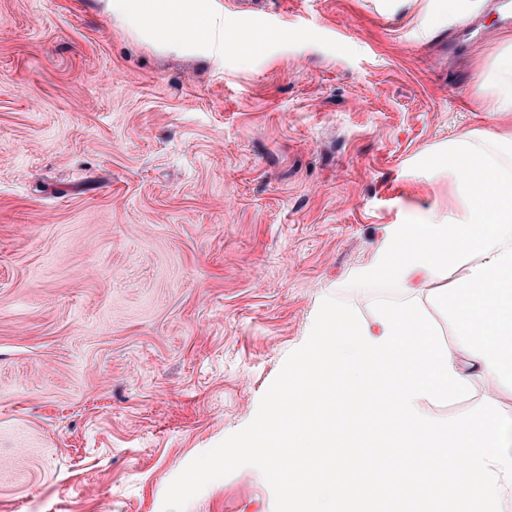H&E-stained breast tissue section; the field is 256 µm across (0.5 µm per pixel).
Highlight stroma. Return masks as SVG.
Segmentation results:
<instances>
[{
	"label": "stroma",
	"mask_w": 512,
	"mask_h": 512,
	"mask_svg": "<svg viewBox=\"0 0 512 512\" xmlns=\"http://www.w3.org/2000/svg\"><path fill=\"white\" fill-rule=\"evenodd\" d=\"M493 2L204 0L177 46L0 0V512H282L251 446L289 374L395 299L381 250L455 207L450 147L512 135ZM486 397L512 418L482 375L423 411ZM493 97L489 106V116L493 119L502 116L512 118V52L502 53L496 60L490 80Z\"/></svg>",
	"instance_id": "35a3bbf8"
}]
</instances>
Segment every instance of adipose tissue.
<instances>
[{
	"label": "adipose tissue",
	"mask_w": 512,
	"mask_h": 512,
	"mask_svg": "<svg viewBox=\"0 0 512 512\" xmlns=\"http://www.w3.org/2000/svg\"><path fill=\"white\" fill-rule=\"evenodd\" d=\"M115 21L176 44L205 26L199 0H99ZM491 117L512 118V52L491 75ZM458 173V208L408 224L385 248L381 268L400 295L356 325L331 316L306 368L317 393L298 392L276 409L260 455L290 460L273 469L289 506L303 512H355L382 491L390 512H438L448 499L488 512L512 503V420L479 403L442 427L422 405L469 390V373L512 384V140L486 131L461 140L449 164ZM446 297L457 339L442 346L422 301V287L455 271Z\"/></svg>",
	"instance_id": "obj_1"
}]
</instances>
